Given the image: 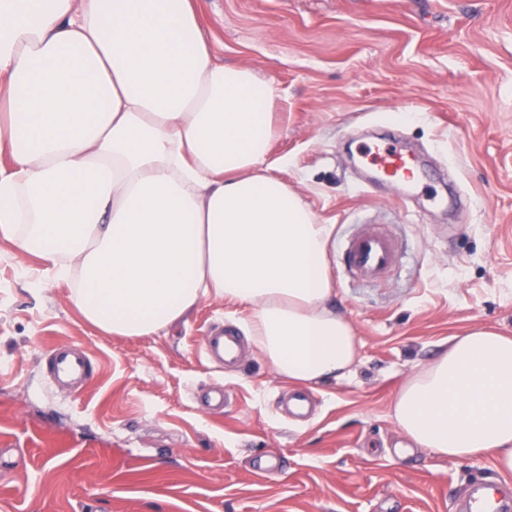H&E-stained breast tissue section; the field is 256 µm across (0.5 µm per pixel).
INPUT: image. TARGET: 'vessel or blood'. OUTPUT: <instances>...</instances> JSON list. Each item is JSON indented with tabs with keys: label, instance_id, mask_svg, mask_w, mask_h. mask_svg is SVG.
Masks as SVG:
<instances>
[{
	"label": "vessel or blood",
	"instance_id": "1",
	"mask_svg": "<svg viewBox=\"0 0 512 512\" xmlns=\"http://www.w3.org/2000/svg\"><path fill=\"white\" fill-rule=\"evenodd\" d=\"M367 153L372 156L382 177L391 181L415 179V160L402 152L398 144L371 147ZM397 252V245L391 237L362 228L347 242L346 261L358 277L376 280L389 271ZM239 345L240 340L233 332H211L204 339L203 352L209 360L228 365L236 360ZM92 367L89 353L76 343L56 349L47 362L49 375L57 383L88 378ZM466 512H512V498L497 487L480 484L472 488Z\"/></svg>",
	"mask_w": 512,
	"mask_h": 512
}]
</instances>
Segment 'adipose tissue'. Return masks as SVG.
<instances>
[{"mask_svg": "<svg viewBox=\"0 0 512 512\" xmlns=\"http://www.w3.org/2000/svg\"><path fill=\"white\" fill-rule=\"evenodd\" d=\"M276 90L219 61L196 0H0V240L113 336H148L205 298L293 385L345 376L330 225L268 163ZM399 429L442 458L512 474V338L477 326L400 386Z\"/></svg>", "mask_w": 512, "mask_h": 512, "instance_id": "adipose-tissue-1", "label": "adipose tissue"}]
</instances>
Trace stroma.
<instances>
[{
	"label": "stroma",
	"mask_w": 512,
	"mask_h": 512,
	"mask_svg": "<svg viewBox=\"0 0 512 512\" xmlns=\"http://www.w3.org/2000/svg\"><path fill=\"white\" fill-rule=\"evenodd\" d=\"M220 61L276 89L269 161L319 221L338 314L361 341L345 378L319 383L291 421V387L246 340L218 367L215 326L245 333L250 306L204 299L156 335L113 336L0 243V512H456L478 479L512 493L493 454L453 461L416 448L392 408L402 382L452 336H512V0H200ZM418 148L430 195L380 179L362 144ZM368 225L396 266L369 282L340 256ZM62 342L94 363L82 385L49 384ZM224 389V407L207 394ZM279 456L281 474L256 467Z\"/></svg>",
	"instance_id": "1"
}]
</instances>
